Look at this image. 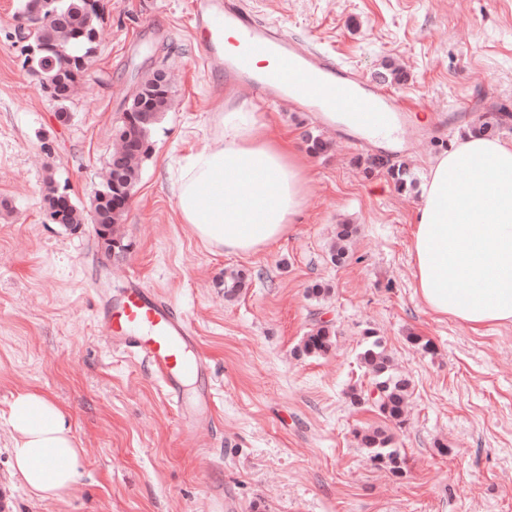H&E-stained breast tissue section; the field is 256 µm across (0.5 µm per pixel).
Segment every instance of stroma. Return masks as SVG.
I'll return each mask as SVG.
<instances>
[{
	"label": "stroma",
	"instance_id": "obj_1",
	"mask_svg": "<svg viewBox=\"0 0 512 512\" xmlns=\"http://www.w3.org/2000/svg\"><path fill=\"white\" fill-rule=\"evenodd\" d=\"M266 20L307 33L368 83L388 87L413 118L396 134L418 186L464 128L512 111V0H250ZM191 0H99L103 33L66 107L42 92L21 53L20 0H0V414L38 391L64 408L84 450L81 477L58 502L28 497L0 424V503L9 512H206L218 485L235 512H512V325L469 326L419 299L411 233L417 188L401 193L370 150L341 144L288 98L253 104L277 130L329 140L308 155V203L261 252L215 254L177 212L176 181L217 132L229 97L204 72ZM171 75L169 108L110 252L93 224L54 223L47 178L88 206L113 151V130L144 78ZM354 225L350 259L328 245ZM245 288L224 296V276ZM172 303L209 359L216 429L182 442V420L141 356L113 347L103 315L131 278ZM322 295L310 292L314 284ZM330 350L298 348L315 324ZM382 337L412 383L395 429L394 475L355 433L384 420L351 395L369 388L358 363L365 330ZM431 341L422 351L414 337Z\"/></svg>",
	"mask_w": 512,
	"mask_h": 512
}]
</instances>
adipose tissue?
<instances>
[{"label": "adipose tissue", "instance_id": "obj_1", "mask_svg": "<svg viewBox=\"0 0 512 512\" xmlns=\"http://www.w3.org/2000/svg\"><path fill=\"white\" fill-rule=\"evenodd\" d=\"M217 124L177 184L178 214L211 251L253 254L286 235L305 207V148L299 135L271 131L241 104ZM412 249L430 311L475 329L512 323V142L469 131L435 159ZM0 420L31 497L56 501L75 487L83 454L62 408L28 391Z\"/></svg>", "mask_w": 512, "mask_h": 512}]
</instances>
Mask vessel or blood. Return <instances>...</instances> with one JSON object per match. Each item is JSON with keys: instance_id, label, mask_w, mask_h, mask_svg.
<instances>
[{"instance_id": "obj_1", "label": "vessel or blood", "mask_w": 512, "mask_h": 512, "mask_svg": "<svg viewBox=\"0 0 512 512\" xmlns=\"http://www.w3.org/2000/svg\"><path fill=\"white\" fill-rule=\"evenodd\" d=\"M191 27L204 33L199 48L205 69L224 77H247L257 99L287 96L320 120L341 114L342 141L373 148L379 135L407 120L401 100L380 85L365 84L333 54L296 51L281 27L269 24L248 0H192ZM276 65L256 71L260 57ZM115 346L141 354L158 373L168 396L184 401V383L208 370L190 326L175 308L140 281H133L102 323Z\"/></svg>"}]
</instances>
